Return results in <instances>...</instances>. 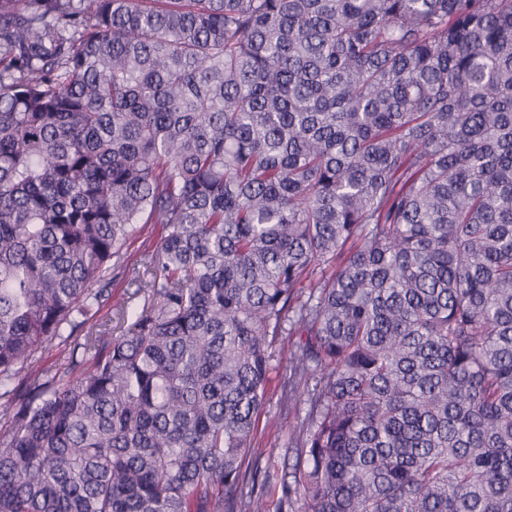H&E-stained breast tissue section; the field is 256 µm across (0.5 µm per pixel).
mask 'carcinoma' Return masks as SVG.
I'll use <instances>...</instances> for the list:
<instances>
[{
    "mask_svg": "<svg viewBox=\"0 0 512 512\" xmlns=\"http://www.w3.org/2000/svg\"><path fill=\"white\" fill-rule=\"evenodd\" d=\"M286 322L281 512H512V0H0V512H267ZM161 227L158 224H145L143 230L130 239L123 249L122 260L128 265H141L145 252L150 248L158 235ZM70 362V346L55 338L37 354L35 366L39 370L53 374L67 369ZM287 376L281 367L274 369L266 390V405L257 422V451L253 457L258 460L259 468L267 471L269 479L266 483V501L268 512H279L281 496L280 481L284 472L292 471L295 456L288 451V430L300 426L305 417V405L287 410L282 403L284 385ZM288 413V429L275 428L273 424L286 421Z\"/></svg>",
    "mask_w": 512,
    "mask_h": 512,
    "instance_id": "obj_1",
    "label": "carcinoma"
}]
</instances>
